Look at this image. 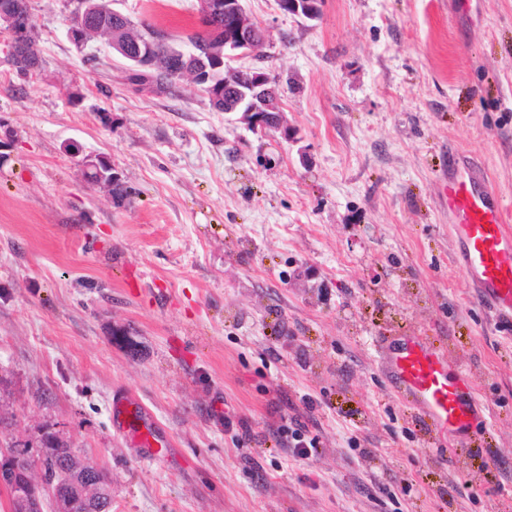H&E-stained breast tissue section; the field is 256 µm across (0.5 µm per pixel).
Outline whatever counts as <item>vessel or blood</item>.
Masks as SVG:
<instances>
[{
	"label": "vessel or blood",
	"instance_id": "b4317fda",
	"mask_svg": "<svg viewBox=\"0 0 512 512\" xmlns=\"http://www.w3.org/2000/svg\"><path fill=\"white\" fill-rule=\"evenodd\" d=\"M444 196L461 270L479 300L504 328L511 329L512 225L507 218L512 214L483 172L470 166L449 172ZM380 354L396 391L422 414L428 429L466 443L483 419V406L469 373L449 368L444 346L415 334L382 343ZM112 411L120 422L142 424L139 445L146 456L158 457L152 422L141 403L124 393L113 399Z\"/></svg>",
	"mask_w": 512,
	"mask_h": 512
}]
</instances>
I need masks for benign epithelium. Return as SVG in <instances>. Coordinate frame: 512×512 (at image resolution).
<instances>
[{
    "label": "benign epithelium",
    "instance_id": "1",
    "mask_svg": "<svg viewBox=\"0 0 512 512\" xmlns=\"http://www.w3.org/2000/svg\"><path fill=\"white\" fill-rule=\"evenodd\" d=\"M197 14L204 21L205 44L189 53H169L162 58L158 47L167 45V35L157 29L145 30L131 39L122 34L131 28L129 19L113 26L117 11L109 0H76L68 28L69 39L83 48L99 33L108 36L107 45L131 64L138 77L136 88L153 92L155 76L169 67L174 81L190 77L199 83L224 113L236 115L257 134L286 130L278 82L262 67L252 64L269 42L268 30L245 10L242 0H197ZM280 12L314 18L318 0H275ZM34 25L27 0H0V36H6V55L15 61L21 48L34 42ZM18 448H0V487L9 496V512H44L46 502L54 512H93L97 501L111 498L110 485L97 479L98 468L78 456H71L64 468L45 470L43 457L15 464Z\"/></svg>",
    "mask_w": 512,
    "mask_h": 512
}]
</instances>
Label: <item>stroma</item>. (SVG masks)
Segmentation results:
<instances>
[{
	"mask_svg": "<svg viewBox=\"0 0 512 512\" xmlns=\"http://www.w3.org/2000/svg\"><path fill=\"white\" fill-rule=\"evenodd\" d=\"M269 31L291 138L191 79L136 91L69 0H28L41 65L0 44V445L54 435L112 477V512H512V333L455 262L449 160L512 209V0H322ZM189 50L196 0H111ZM110 162L115 194L82 176ZM438 338L484 405L468 452L380 360ZM128 392L168 453L112 416ZM225 420H217L215 411ZM319 440L279 444L283 417Z\"/></svg>",
	"mask_w": 512,
	"mask_h": 512,
	"instance_id": "obj_1",
	"label": "stroma"
}]
</instances>
